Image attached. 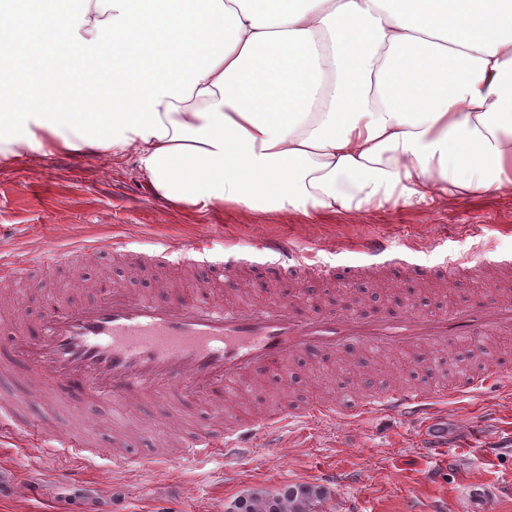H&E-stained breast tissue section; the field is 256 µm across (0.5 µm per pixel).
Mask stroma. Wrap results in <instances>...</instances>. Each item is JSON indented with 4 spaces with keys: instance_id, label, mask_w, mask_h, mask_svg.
Instances as JSON below:
<instances>
[{
    "instance_id": "35a3bbf8",
    "label": "stroma",
    "mask_w": 512,
    "mask_h": 512,
    "mask_svg": "<svg viewBox=\"0 0 512 512\" xmlns=\"http://www.w3.org/2000/svg\"><path fill=\"white\" fill-rule=\"evenodd\" d=\"M512 194H477L451 198L434 194L413 204L388 205L358 214L280 211L259 217L234 206L175 207L150 195L134 159L68 153H30L15 166L0 168V259L59 246L122 237L134 249L149 252L166 239L209 236L213 253L225 243L244 249L269 236L281 237L311 251L322 263L336 267L369 262V255L351 251L362 237H382L399 245L411 239L420 247L415 259L427 265L448 257L492 249L512 255ZM85 276L109 278L136 296L198 298L197 283L176 279L175 289L162 287L151 267L127 268L106 257L86 267ZM73 268L34 273L10 284L18 308L38 316L59 291L77 303L93 298L71 289ZM212 293L242 300L288 302L296 312L313 309H364L372 298H406L418 289V306L445 313L457 305L505 294L506 288L480 274L466 282L430 287L410 281L381 284L379 291L361 281L334 280L317 284L303 297L293 280L270 282L257 271L212 278ZM466 340L456 339L444 351L422 360L403 352L359 350L349 358L292 356L287 373L252 372L246 388L258 395L231 408V416L257 410L300 408L313 398L335 395L350 402L397 382L440 384L437 366L455 363ZM161 401L141 404L126 438L127 447L150 455L160 447L154 424L167 411ZM440 452H433V445ZM0 512H224L247 489H273L311 484L325 490L321 512H345L356 499L358 512H512V495L499 494L512 485V390L475 394L437 403L429 421L374 417L332 427L288 430L285 446L265 448L254 456L203 460L183 473L165 467L148 473L106 474L88 466L82 480L64 478V466L37 449H19L11 439L0 441Z\"/></svg>"
}]
</instances>
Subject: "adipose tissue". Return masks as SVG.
Returning a JSON list of instances; mask_svg holds the SVG:
<instances>
[{"label":"adipose tissue","mask_w":512,"mask_h":512,"mask_svg":"<svg viewBox=\"0 0 512 512\" xmlns=\"http://www.w3.org/2000/svg\"><path fill=\"white\" fill-rule=\"evenodd\" d=\"M0 50V168L133 156L176 205L359 212L512 192V0H46ZM127 48L116 65L85 54Z\"/></svg>","instance_id":"obj_1"}]
</instances>
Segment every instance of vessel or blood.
I'll list each match as a JSON object with an SVG mask.
<instances>
[{"mask_svg": "<svg viewBox=\"0 0 512 512\" xmlns=\"http://www.w3.org/2000/svg\"><path fill=\"white\" fill-rule=\"evenodd\" d=\"M353 250L376 256V263L349 266L350 279L377 280L406 269L425 281L444 282L479 268L497 276L512 274V256L485 254L480 260L459 255L434 265L414 262L417 245L406 242L391 250L383 240L362 239ZM257 266L268 279L292 276L307 285L335 277L334 269L312 253L279 239H267ZM121 253L137 263L187 268L201 263L213 274L236 272L245 262L242 252L211 253L207 237L200 236L147 254L129 250L123 239L57 247L43 257L0 261V278L18 280L32 267L54 269L74 259L91 260L101 254ZM99 299L89 305L72 303L60 295L36 322L0 298V321L12 326L10 341L0 346V375L22 368L46 407H77L83 398L124 408L130 399H162L170 416L181 419L180 403L190 395L210 396L260 368H283L288 356L335 355L362 345L379 351L418 346L442 350L454 336H511L512 300L475 301L445 315L409 308L390 309L370 318L358 311L332 313L316 310L295 315L288 306L262 301L247 304L234 299L188 303L177 298L135 297L109 280L96 284ZM449 383L431 388L417 383L389 387L365 399L338 405L318 398L296 411H265L243 421H228L223 409H214L208 422L197 425L178 448L174 461L189 468L204 457L243 455L244 443L254 448H276L282 429L351 422L366 417L420 418L432 411L436 398L490 393L512 388V362L460 376L449 372ZM17 433L21 446H33L47 457L65 459L71 477H79L91 462L105 461L113 472L143 468L146 457L101 447L87 435L49 430L44 417L23 412L11 393L0 391V428Z\"/></svg>", "mask_w": 512, "mask_h": 512, "instance_id": "1", "label": "vessel or blood"}]
</instances>
